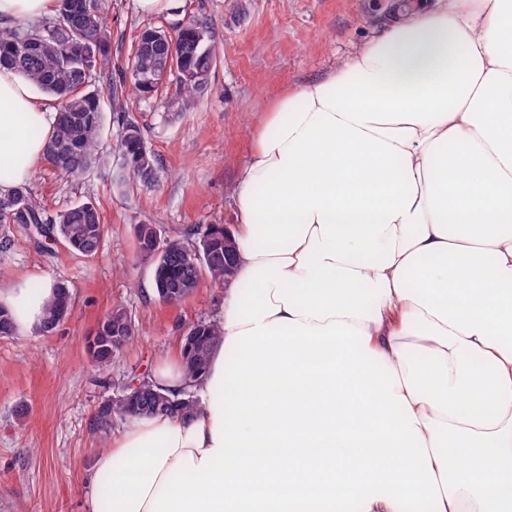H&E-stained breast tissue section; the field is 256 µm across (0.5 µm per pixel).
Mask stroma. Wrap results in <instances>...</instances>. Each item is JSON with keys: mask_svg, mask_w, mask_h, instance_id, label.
Instances as JSON below:
<instances>
[{"mask_svg": "<svg viewBox=\"0 0 512 512\" xmlns=\"http://www.w3.org/2000/svg\"><path fill=\"white\" fill-rule=\"evenodd\" d=\"M217 37L219 61L210 89L175 120L152 99L134 101L133 115L164 173L155 186L130 192L112 182L109 168L80 178L37 163L27 186L49 215L93 201L105 221L100 252L71 253L17 224H0V289L66 283L70 308L53 335L0 337V512H87L98 488L96 456L111 438L90 434L89 421L130 379L151 376L180 354L193 324L213 321L224 288L203 280L184 301L160 303L149 264L138 260L137 225L162 237L187 238L208 224L234 227L232 185L252 149L262 112L283 91L326 76L337 58L369 39L393 17L395 0H190ZM113 45L129 53L145 25L134 0H105ZM124 307L136 336L98 371L86 339L115 306ZM29 411L17 418L15 407Z\"/></svg>", "mask_w": 512, "mask_h": 512, "instance_id": "stroma-1", "label": "stroma"}]
</instances>
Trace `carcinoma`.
I'll list each match as a JSON object with an SVG mask.
<instances>
[{"mask_svg":"<svg viewBox=\"0 0 512 512\" xmlns=\"http://www.w3.org/2000/svg\"><path fill=\"white\" fill-rule=\"evenodd\" d=\"M172 14L184 22L176 24L171 32L162 26L141 28L133 38L126 61L113 55L112 37L100 0H61L58 14L51 18L27 27L0 29V67L21 73L55 99L57 120L51 134L45 137L44 149V160L54 170L80 177L105 162L100 152L105 117L93 81L107 73L113 120L119 127L115 182L128 190L158 181L162 163L147 147L138 123L130 118L129 102L162 93L167 115L178 117L207 92L217 63L216 38L207 20L194 12L186 15L180 5ZM77 46L84 47L85 53L75 54ZM169 63L176 66L178 74L174 85L163 79ZM0 224H34L42 236L86 257L98 254L105 233L102 214L94 202L47 216L24 185L0 194ZM152 234V225H137V254L152 266L159 302H181V288L198 286L206 278L219 285L234 278L235 270L224 267V225L208 224L194 231L196 238L191 242L161 238L153 244ZM69 299L67 285L55 284L40 333L48 336L56 331L68 314ZM95 331V339L87 341L86 347L91 362L100 369L111 364L113 353L136 335L131 316L120 306L111 308L97 322ZM222 336L223 331L214 322L188 328L181 339L188 382L205 371ZM193 407L194 399L186 391L182 399L175 400L155 389L137 410L121 397L110 399L93 414L89 431L103 435L112 430V421L117 417L175 412L187 415Z\"/></svg>","mask_w":512,"mask_h":512,"instance_id":"cac0c4a2","label":"carcinoma"}]
</instances>
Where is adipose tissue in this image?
Segmentation results:
<instances>
[{
  "mask_svg": "<svg viewBox=\"0 0 512 512\" xmlns=\"http://www.w3.org/2000/svg\"><path fill=\"white\" fill-rule=\"evenodd\" d=\"M56 0H0V28ZM56 114L0 68V192ZM191 414L131 416L110 512H512V0H415L277 97ZM51 283L0 296L40 323ZM417 337L408 349L406 337Z\"/></svg>",
  "mask_w": 512,
  "mask_h": 512,
  "instance_id": "obj_1",
  "label": "adipose tissue"
}]
</instances>
